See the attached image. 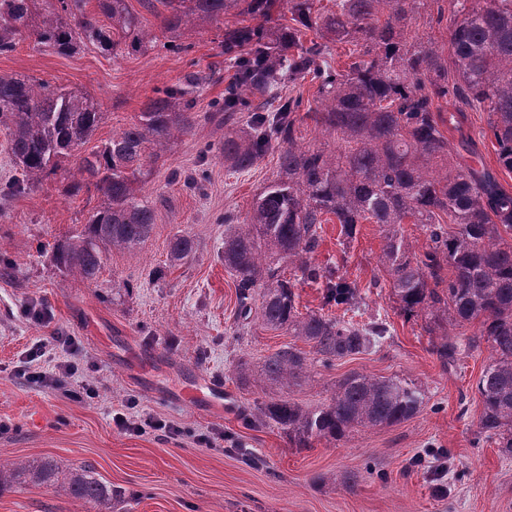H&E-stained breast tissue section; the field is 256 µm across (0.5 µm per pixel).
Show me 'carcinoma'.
Returning a JSON list of instances; mask_svg holds the SVG:
<instances>
[{
  "instance_id": "1",
  "label": "carcinoma",
  "mask_w": 512,
  "mask_h": 512,
  "mask_svg": "<svg viewBox=\"0 0 512 512\" xmlns=\"http://www.w3.org/2000/svg\"><path fill=\"white\" fill-rule=\"evenodd\" d=\"M437 3L438 20L448 18V48L432 41L410 44L406 26L418 0H337L336 10L318 11L315 0H288L291 25L276 38L264 27L276 0H147L161 3L170 47L180 49L181 31L212 22L229 11L255 24L224 31V55L234 78L224 92V122L249 113L247 128L224 136L221 153L239 172L268 152L279 172L251 205L243 223L224 230V267L235 277L237 318L255 316L273 331L287 330L311 345L324 364L368 353L387 336L386 323L363 325L322 314L299 312L292 267L301 280L325 283L326 303L352 307L357 286L335 269L311 261L321 225L336 218L345 239L369 222L385 232L381 257L387 286L408 317L426 312L448 315L451 325L478 323L491 343L492 360L477 383L483 411L479 428L496 439L499 455L512 457V193L487 168L452 162L454 145L445 135L435 100L454 94L488 112L499 166L512 172V0H424ZM38 0H0V53H8L24 32L59 54L89 42L110 52L118 41L133 52L152 46L153 37L126 0H96L109 25L85 13L86 0H57L42 13ZM315 28L324 37L360 45L357 60L343 70L317 60L328 46H305L299 33ZM317 81L321 107L306 116L336 136V151L298 144L302 101L265 103L283 80ZM203 78L190 73L183 83L156 90L138 122L112 135L83 157L70 192L86 181L105 197L76 235L53 247L61 267L92 280L102 265V247H133L154 225V211L136 195L134 183L147 162L192 125L191 112ZM103 112L89 94L52 88L24 77L0 75V126L9 131L18 167L13 191L22 192L49 174L60 159L86 144ZM448 223H442V216ZM419 224L427 245L417 258L400 231ZM456 231L448 232V225ZM193 250L190 236L171 242L176 259ZM450 276L444 275V270ZM308 357L286 344L264 361L260 376L291 386L307 376ZM424 393L395 377L352 372L336 383L331 402L308 409L286 399L270 402L262 416L281 426L300 448L313 438L338 442L364 428L393 425L416 415ZM57 485L67 494L112 512V488L88 469L64 472L51 460L0 466V489L16 483Z\"/></svg>"
}]
</instances>
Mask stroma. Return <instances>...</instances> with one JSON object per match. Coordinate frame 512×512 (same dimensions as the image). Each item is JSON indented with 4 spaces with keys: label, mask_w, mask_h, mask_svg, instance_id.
<instances>
[{
    "label": "stroma",
    "mask_w": 512,
    "mask_h": 512,
    "mask_svg": "<svg viewBox=\"0 0 512 512\" xmlns=\"http://www.w3.org/2000/svg\"><path fill=\"white\" fill-rule=\"evenodd\" d=\"M127 6L156 37L147 53H105L86 43L61 55L25 34L15 51L0 55V75L85 92L100 103L102 120L83 147L87 153L137 123L156 89L192 72L208 76L190 129L135 185L154 209L150 237L131 249L107 248L91 281L58 268L51 254L57 241L81 231L102 194L92 187L69 194L76 155L61 159L36 186L7 194L16 165L0 127V464L51 460L64 469L89 468L111 486L116 512H512V460L502 459L479 429L476 385L491 344L439 358L429 320L406 317L390 288L371 285L383 273L378 225H358L346 245L339 224L328 222L312 257L357 283L358 308L325 304L320 282H298L296 293L304 314L385 320L390 334L380 348L328 366L310 358L308 379L290 388L239 381V362L256 372L282 345L310 349L259 321L239 320L234 279L224 267L225 216L244 220L278 172L276 156L237 172L220 151L223 115L211 106L233 75L224 64V31L241 18L231 12L185 30L180 40L189 50L177 53L166 48L162 18L144 0ZM440 106L464 114L460 130L449 133L461 161L484 164L512 191V172L496 162L487 112L460 109L451 96ZM198 170L200 188L185 187L182 175ZM180 234L195 248L175 260L170 243ZM58 334L76 337L75 347L59 348ZM39 346L46 351L40 370L72 360L76 375L61 384L30 380L24 361ZM354 371L411 380L425 394L422 409L404 422L336 443L315 439L306 448L275 423H258L260 407L280 398L310 409L329 403L337 381ZM207 382L224 388L221 413L185 400ZM86 383L97 386L96 398H78ZM119 413L162 421L178 433L121 431ZM349 472L359 476L352 487L343 482ZM0 512L94 510L60 488L22 483L0 491Z\"/></svg>",
    "instance_id": "35a3bbf8"
}]
</instances>
